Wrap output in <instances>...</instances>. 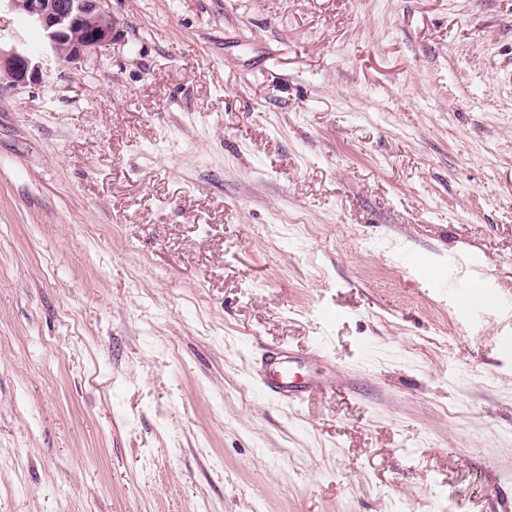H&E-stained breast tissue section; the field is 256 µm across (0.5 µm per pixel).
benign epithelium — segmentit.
Listing matches in <instances>:
<instances>
[{
  "mask_svg": "<svg viewBox=\"0 0 512 512\" xmlns=\"http://www.w3.org/2000/svg\"><path fill=\"white\" fill-rule=\"evenodd\" d=\"M5 2L10 9L24 14L43 35L38 49L0 48V81L14 89L42 84L52 60L81 64L94 54H105L121 40L111 0H73L67 8L58 0Z\"/></svg>",
  "mask_w": 512,
  "mask_h": 512,
  "instance_id": "7a95c632",
  "label": "benign epithelium"
}]
</instances>
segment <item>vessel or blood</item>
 I'll return each instance as SVG.
<instances>
[{"label":"vessel or blood","mask_w":512,"mask_h":512,"mask_svg":"<svg viewBox=\"0 0 512 512\" xmlns=\"http://www.w3.org/2000/svg\"><path fill=\"white\" fill-rule=\"evenodd\" d=\"M309 356L288 348H279L271 353L256 382L259 392L270 397L295 401L309 391L319 389V379L301 377L299 369L308 362Z\"/></svg>","instance_id":"vessel-or-blood-1"}]
</instances>
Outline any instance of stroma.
I'll return each mask as SVG.
<instances>
[{"instance_id":"1","label":"stroma","mask_w":512,"mask_h":512,"mask_svg":"<svg viewBox=\"0 0 512 512\" xmlns=\"http://www.w3.org/2000/svg\"><path fill=\"white\" fill-rule=\"evenodd\" d=\"M112 14L0 84V512H512V0ZM310 356L288 348H277L271 353L256 382L259 392L266 396L296 401L309 391L319 389L322 382L312 376L302 377L297 370Z\"/></svg>"}]
</instances>
